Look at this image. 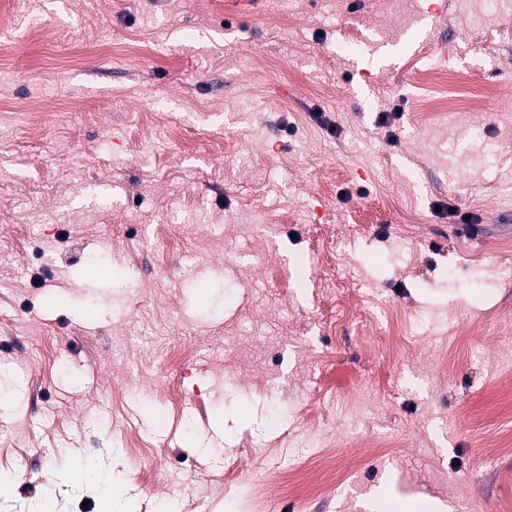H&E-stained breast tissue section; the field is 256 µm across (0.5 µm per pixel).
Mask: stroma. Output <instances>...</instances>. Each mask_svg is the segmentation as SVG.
Here are the masks:
<instances>
[{
    "instance_id": "stroma-1",
    "label": "stroma",
    "mask_w": 512,
    "mask_h": 512,
    "mask_svg": "<svg viewBox=\"0 0 512 512\" xmlns=\"http://www.w3.org/2000/svg\"><path fill=\"white\" fill-rule=\"evenodd\" d=\"M478 7L17 0L0 512H102L91 459L116 512H512V0Z\"/></svg>"
}]
</instances>
